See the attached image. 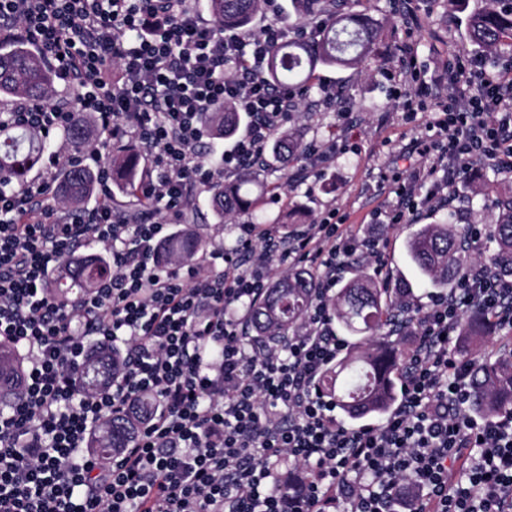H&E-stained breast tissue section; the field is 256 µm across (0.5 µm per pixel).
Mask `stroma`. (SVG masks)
<instances>
[{
	"label": "stroma",
	"instance_id": "stroma-1",
	"mask_svg": "<svg viewBox=\"0 0 512 512\" xmlns=\"http://www.w3.org/2000/svg\"><path fill=\"white\" fill-rule=\"evenodd\" d=\"M487 0H456L443 8L440 0H413L421 26L407 30L393 0H353L352 10L368 11L381 22L383 35L378 55L361 70L324 68L317 82L335 86L340 92L333 103H323L318 93L306 98L308 113L295 112L285 128L303 143L318 145L335 141L337 149L325 168L305 170L290 180V168L268 160L256 169L258 180L279 186L278 196L263 205L265 223L291 229L296 224L313 223L322 211L337 209L348 223L370 221L379 207L393 201L394 174H407L409 157L405 151L418 138L428 136L429 126L438 117L435 101L424 97L415 115H408L404 101L384 69L399 45L409 44L427 79L436 78L450 56L469 59L480 51L466 35L468 15L486 6ZM512 183V173L499 171L488 160L474 162L467 177L458 183V201L452 207L422 210V224L455 225L496 223L497 209L491 199L498 186Z\"/></svg>",
	"mask_w": 512,
	"mask_h": 512
}]
</instances>
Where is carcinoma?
Returning a JSON list of instances; mask_svg holds the SVG:
<instances>
[{
	"mask_svg": "<svg viewBox=\"0 0 512 512\" xmlns=\"http://www.w3.org/2000/svg\"><path fill=\"white\" fill-rule=\"evenodd\" d=\"M265 0H208L211 21L225 31L248 27L264 10ZM347 0H291L294 13L312 24L311 34L301 32L289 37L268 55L264 77L276 86L287 85L306 96L313 91L316 72L324 67L359 69L372 54L380 36L379 23L366 13L345 10ZM496 6L479 8L469 14L468 37L478 48L495 54L512 51V0H494ZM36 103L48 102L54 95L53 71L22 43L0 52V95ZM203 123L216 138H228L238 129L240 113L230 104L214 105L203 113ZM94 124L87 114H79L75 124L60 133L65 144L74 149H95L91 134ZM51 142L37 132L8 134L0 130V183L11 185L26 178L27 170L17 168L22 158L42 161ZM272 155L284 164L300 159L305 147L285 131L271 143ZM138 152L128 150L112 157V167L121 171L115 190L121 196L134 193L138 183ZM67 200L78 207L95 192L96 177L86 166L70 167L62 174ZM266 186L242 173L230 184L218 181L211 190V207L216 223L234 213L256 211L264 200ZM499 215L491 225L487 239L495 244L491 258L500 275H512V185L497 190ZM461 231L449 224H419L405 240V251L423 286L446 291L455 282L469 254L462 246ZM211 242L186 224L175 232L163 248L164 255L191 264L209 251ZM111 268L101 255L90 254L62 260L50 284L53 296L67 301L74 293L91 288ZM314 274L305 268L290 269L277 276L264 299L252 306L249 318L260 340L285 350L288 337L305 320L312 302ZM412 288L411 283L395 276L385 284L365 266L356 267L353 277L337 289L331 314L336 326L356 338L351 349L330 366L319 381L318 390L329 397L337 409L353 423L380 417L397 402V376L403 357L401 338L392 323L394 289ZM460 336L466 340L493 338L484 314L472 309L462 319ZM118 364L112 353H94L81 376L83 388L97 390L106 385ZM23 363L17 350L0 342V411L7 410L17 396L12 381L22 373ZM472 403L484 417L512 413V353L502 352L473 365ZM150 401L142 402L135 414L112 418L90 437L86 447L105 458L131 439L139 419Z\"/></svg>",
	"mask_w": 512,
	"mask_h": 512,
	"instance_id": "cac0c4a2",
	"label": "carcinoma"
}]
</instances>
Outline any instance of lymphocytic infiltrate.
Returning a JSON list of instances; mask_svg holds the SVG:
<instances>
[{"label": "lymphocytic infiltrate", "mask_w": 512, "mask_h": 512, "mask_svg": "<svg viewBox=\"0 0 512 512\" xmlns=\"http://www.w3.org/2000/svg\"><path fill=\"white\" fill-rule=\"evenodd\" d=\"M286 35L275 12L249 33H224L195 0H0V41L32 43L79 104L25 102L1 112L0 127L52 134L83 110L107 139L140 142L151 156L135 220L114 205L104 167L92 208L56 202V171L78 158L68 148L50 157L48 175L0 190V341L26 362L22 395L0 414V512H327L339 498L350 512H512V415L467 413L472 369L449 351L469 310L512 328L511 276L473 261L427 303L397 296L418 316L401 400L378 425L355 429L316 383L346 348L329 316L336 285L351 263L384 269L380 237L330 209L288 231L237 225L233 248L189 267L159 260L190 195L262 165L296 111L295 95L263 76ZM442 78L457 94L438 100L432 135L413 143L384 224L451 206L471 162L512 172V63L478 57ZM224 102L248 123L210 168L197 151L201 116ZM88 241L110 256L112 274L59 303L47 284ZM284 262L309 265L316 293L282 350L251 340L246 312ZM94 343L125 353L111 389L88 394L79 372ZM146 395L155 402L130 444L104 462L84 454L87 436ZM283 456L306 467L290 500L277 488Z\"/></svg>", "instance_id": "obj_1"}]
</instances>
